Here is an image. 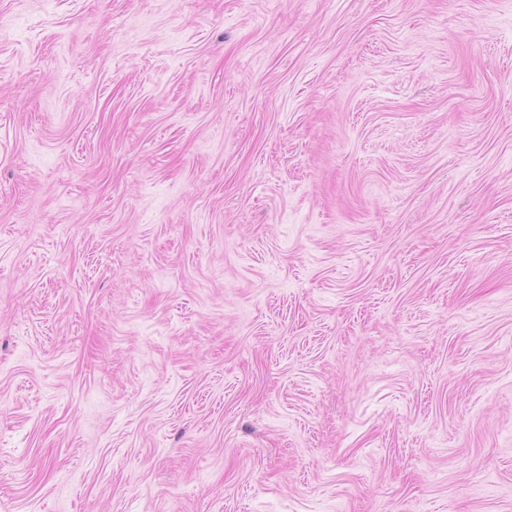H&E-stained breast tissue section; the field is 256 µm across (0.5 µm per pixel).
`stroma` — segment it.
Returning <instances> with one entry per match:
<instances>
[{
    "instance_id": "obj_1",
    "label": "stroma",
    "mask_w": 512,
    "mask_h": 512,
    "mask_svg": "<svg viewBox=\"0 0 512 512\" xmlns=\"http://www.w3.org/2000/svg\"><path fill=\"white\" fill-rule=\"evenodd\" d=\"M0 512H512V0H0Z\"/></svg>"
}]
</instances>
